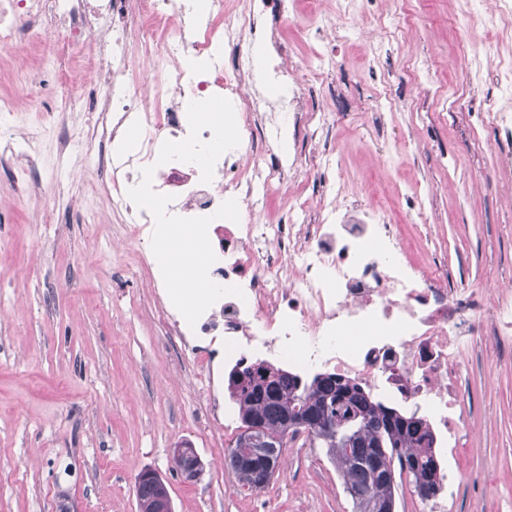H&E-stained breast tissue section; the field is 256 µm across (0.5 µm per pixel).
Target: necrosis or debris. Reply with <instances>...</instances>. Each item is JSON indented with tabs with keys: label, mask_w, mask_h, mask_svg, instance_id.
Returning <instances> with one entry per match:
<instances>
[{
	"label": "necrosis or debris",
	"mask_w": 512,
	"mask_h": 512,
	"mask_svg": "<svg viewBox=\"0 0 512 512\" xmlns=\"http://www.w3.org/2000/svg\"><path fill=\"white\" fill-rule=\"evenodd\" d=\"M206 2L201 11L195 0H0V47L16 43L21 21L48 17L56 54L69 62L57 87L74 111L94 118L79 137L56 127L61 156L79 154L83 170L105 173L106 207L136 240L143 267L154 257V218L126 195L143 167L155 165L154 190L172 195L169 214L212 216L208 234L217 240V260L210 277L241 287L244 296L221 298L192 327L168 315L171 335L220 336L225 362L243 368L264 354L287 361L301 378L332 374L379 401L425 412L444 459L445 494L426 509L447 512L471 430L462 406L466 350L477 336L496 352L512 350V295L488 299L449 277L437 256L412 259L386 208L346 205L331 137L335 116L301 111L299 66L284 50L280 27L270 23L285 15V0H242L231 15L224 0ZM134 42L153 62L145 92L129 80ZM228 50L235 55L229 71ZM190 56L204 68H188ZM89 72L103 95L87 104L76 91ZM214 95L232 103L240 144L218 159L212 182L201 183L190 163L156 165L160 144L187 136L189 102ZM132 127L142 139L126 154L118 144ZM310 129L319 135L316 177L326 187L317 210L294 203L278 223H258L256 213L298 178L297 142ZM0 152L18 153L14 181L30 190L40 177L36 137L13 102L1 98ZM231 198L239 222L215 218Z\"/></svg>",
	"instance_id": "obj_1"
}]
</instances>
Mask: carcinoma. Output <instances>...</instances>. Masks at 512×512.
<instances>
[{"mask_svg":"<svg viewBox=\"0 0 512 512\" xmlns=\"http://www.w3.org/2000/svg\"><path fill=\"white\" fill-rule=\"evenodd\" d=\"M243 373L249 377L245 383H227L229 398L241 428L258 425L263 432L254 439L239 434L225 454L240 487L265 489L288 439L306 431L300 422L322 413L325 424L308 437L326 449L346 492H366L367 497L353 499L356 512L396 501L402 476L422 501L440 489L433 436L424 419L388 407L331 374L302 383L280 368L247 367Z\"/></svg>","mask_w":512,"mask_h":512,"instance_id":"1","label":"carcinoma"}]
</instances>
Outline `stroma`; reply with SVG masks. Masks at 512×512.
Masks as SVG:
<instances>
[{
  "instance_id": "obj_1",
  "label": "stroma",
  "mask_w": 512,
  "mask_h": 512,
  "mask_svg": "<svg viewBox=\"0 0 512 512\" xmlns=\"http://www.w3.org/2000/svg\"><path fill=\"white\" fill-rule=\"evenodd\" d=\"M455 9L451 0H370L356 35L326 40L335 70L305 78V102L336 115L348 196L385 206L418 250L437 248L465 287L494 296L512 291V169L500 168L497 135L481 117L507 99L492 73L473 85L468 72L473 56L497 58L500 22L459 31ZM388 11L409 29L375 58L376 21ZM294 13L283 41L309 72L319 45L306 34L303 0ZM43 30L29 25L14 49L26 78L0 57V97L34 124L46 109L69 124V98L55 93L39 106L25 95L26 82L53 76ZM384 96L390 107L377 108ZM38 149L34 191L18 194L0 166V512H137L135 478L146 468L167 480L175 512H353L324 449L298 440L288 443L286 475L258 492L238 486L224 461L233 439L213 417L229 401L226 372L208 391L195 340L169 335L135 242L109 213L88 223L98 177L76 172L55 193V134ZM463 384L473 432L451 512H512V362L476 341ZM181 440L209 464L199 483L171 469Z\"/></svg>"
}]
</instances>
